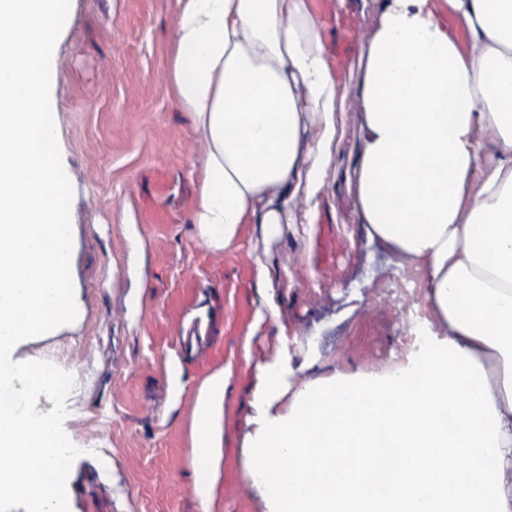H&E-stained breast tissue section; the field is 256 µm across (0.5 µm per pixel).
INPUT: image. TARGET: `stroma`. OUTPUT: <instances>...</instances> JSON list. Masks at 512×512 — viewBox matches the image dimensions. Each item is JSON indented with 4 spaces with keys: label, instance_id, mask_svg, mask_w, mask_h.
Wrapping results in <instances>:
<instances>
[{
    "label": "stroma",
    "instance_id": "35a3bbf8",
    "mask_svg": "<svg viewBox=\"0 0 512 512\" xmlns=\"http://www.w3.org/2000/svg\"><path fill=\"white\" fill-rule=\"evenodd\" d=\"M320 35L356 39L338 92L362 73L377 0H309ZM176 0H71L55 47L53 119L70 207L76 319L18 351L74 378L63 427L81 448L69 473V512H269L253 450L306 381L375 373L410 324L385 284L397 257L368 238L345 170L362 115L336 113V139L311 224L274 238L243 225L216 251L191 215L200 146L166 79ZM211 318L231 373L217 463L195 456L191 424L207 371L181 362L180 329ZM278 372L281 391L266 397ZM216 485L208 505L198 486Z\"/></svg>",
    "mask_w": 512,
    "mask_h": 512
}]
</instances>
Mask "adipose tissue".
<instances>
[{
  "instance_id": "1",
  "label": "adipose tissue",
  "mask_w": 512,
  "mask_h": 512,
  "mask_svg": "<svg viewBox=\"0 0 512 512\" xmlns=\"http://www.w3.org/2000/svg\"><path fill=\"white\" fill-rule=\"evenodd\" d=\"M177 4L168 83L202 147L199 238L312 223L345 98L308 0ZM353 96L354 205L421 274L431 344L415 367L304 385L313 412L257 441L261 488L271 512H512V0H379ZM228 385L199 389L198 455L222 445Z\"/></svg>"
}]
</instances>
